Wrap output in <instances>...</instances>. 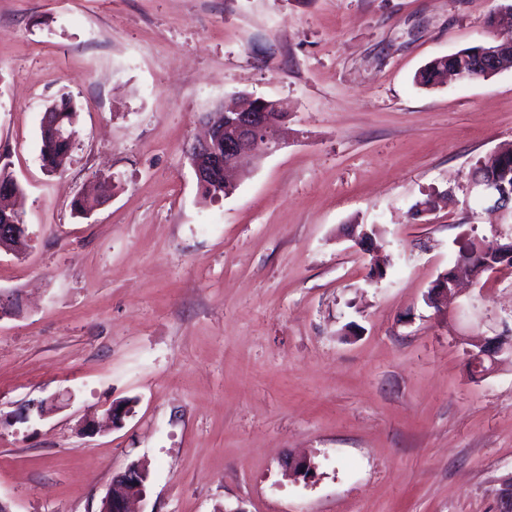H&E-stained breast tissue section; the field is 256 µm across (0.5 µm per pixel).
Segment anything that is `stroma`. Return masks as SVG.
Returning a JSON list of instances; mask_svg holds the SVG:
<instances>
[{"instance_id":"obj_1","label":"stroma","mask_w":512,"mask_h":512,"mask_svg":"<svg viewBox=\"0 0 512 512\" xmlns=\"http://www.w3.org/2000/svg\"><path fill=\"white\" fill-rule=\"evenodd\" d=\"M501 3L0 0V170L30 235L0 253L13 512H100L133 463L138 512H500L512 364L472 378L462 339L502 333L512 269L448 312L426 295L468 239L512 238L471 190L512 145V69L414 76L487 40ZM64 93L75 138L50 172L41 117ZM240 94L288 102L287 132L231 195L203 198L186 150ZM57 394L64 408L27 414ZM293 457L311 477L288 475Z\"/></svg>"}]
</instances>
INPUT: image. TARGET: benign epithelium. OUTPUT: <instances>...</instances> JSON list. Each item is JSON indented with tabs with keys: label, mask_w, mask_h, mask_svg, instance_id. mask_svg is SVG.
I'll return each instance as SVG.
<instances>
[{
	"label": "benign epithelium",
	"mask_w": 512,
	"mask_h": 512,
	"mask_svg": "<svg viewBox=\"0 0 512 512\" xmlns=\"http://www.w3.org/2000/svg\"><path fill=\"white\" fill-rule=\"evenodd\" d=\"M461 63L470 68L469 78L490 77L506 66L504 58L512 57V37L505 38L497 33L493 38L476 47L456 53ZM288 119V104L264 98L245 97L239 104L220 106L205 117L207 135L194 141L187 150L195 171L200 191L210 184L224 181V192L231 194L233 185L228 173L244 154L261 158L278 146L276 132ZM41 130L50 132L60 140H74L72 127L53 122L50 113H44ZM508 152L494 154L495 169L482 176L472 178L473 187L491 211L512 213V165L503 161ZM17 196L13 186L0 187V250L19 253L14 243L27 239L26 225L13 222L14 210L8 201ZM469 275L478 280L487 272L512 267V240L493 244L490 253L479 252L476 259L464 262ZM456 288V278L441 274L430 288L426 300L433 306L452 295ZM468 365L473 375L483 378L492 373L505 361H512V336H484L466 349ZM145 470L139 464L130 465L118 474L102 500L100 512H130V502L139 496L144 484Z\"/></svg>",
	"instance_id": "benign-epithelium-1"
}]
</instances>
